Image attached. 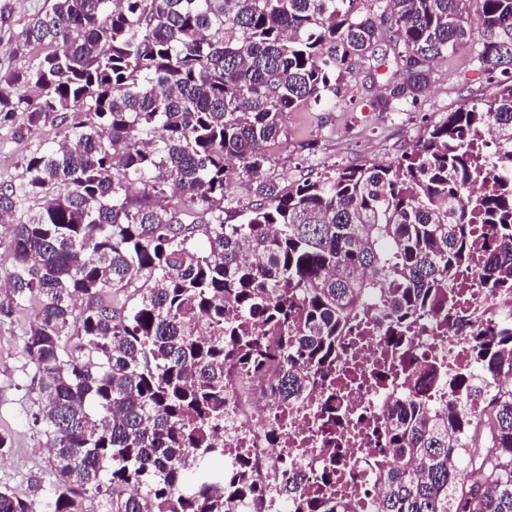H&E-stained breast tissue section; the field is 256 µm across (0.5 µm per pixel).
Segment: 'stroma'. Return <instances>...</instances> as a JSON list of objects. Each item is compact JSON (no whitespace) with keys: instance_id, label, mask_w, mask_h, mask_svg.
<instances>
[{"instance_id":"1","label":"stroma","mask_w":512,"mask_h":512,"mask_svg":"<svg viewBox=\"0 0 512 512\" xmlns=\"http://www.w3.org/2000/svg\"><path fill=\"white\" fill-rule=\"evenodd\" d=\"M52 0H0V67H18L26 55H12L10 33L21 30L50 8ZM388 69L378 74L361 72L349 79V91H362L363 103H346L333 110L294 112L287 119L288 146L273 158V176L296 178L308 170L365 161L388 164L410 150L428 126L443 120L464 101L488 94L490 78L482 73L472 50L462 49L435 62L433 77L417 105L395 112L370 111L367 102L380 91ZM52 127L29 138L0 130V183L18 179L27 155L39 142L52 140ZM318 139L320 149L305 148ZM33 320L32 306L14 309L0 318V433L9 434L11 448L0 455V486L34 501L48 490L47 439L38 422L40 401L32 365L24 358L25 335Z\"/></svg>"}]
</instances>
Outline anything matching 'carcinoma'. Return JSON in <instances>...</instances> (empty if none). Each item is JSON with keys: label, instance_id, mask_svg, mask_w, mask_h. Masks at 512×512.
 <instances>
[{"label": "carcinoma", "instance_id": "carcinoma-1", "mask_svg": "<svg viewBox=\"0 0 512 512\" xmlns=\"http://www.w3.org/2000/svg\"><path fill=\"white\" fill-rule=\"evenodd\" d=\"M364 2L53 0L10 36L36 55L0 71V127L57 135L0 183V313L38 303L22 353L51 482L39 507L0 488V512H234L250 473L226 487L213 466L224 365L261 367L277 337L286 399L356 325L410 334L448 314L475 224L500 242L481 275L512 292V79L393 163L268 173L288 113L342 101L362 63L400 72L375 112L416 102L432 63L474 41L472 15L480 69L512 63V0ZM475 354L481 377L456 379L448 410L400 403L379 512H512V389L484 384L512 372V321ZM335 495L293 510L344 512Z\"/></svg>", "mask_w": 512, "mask_h": 512}]
</instances>
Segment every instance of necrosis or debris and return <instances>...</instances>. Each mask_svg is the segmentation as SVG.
<instances>
[{
	"label": "necrosis or debris",
	"mask_w": 512,
	"mask_h": 512,
	"mask_svg": "<svg viewBox=\"0 0 512 512\" xmlns=\"http://www.w3.org/2000/svg\"><path fill=\"white\" fill-rule=\"evenodd\" d=\"M448 316L418 321L415 335L394 339L386 322L357 326L336 350L330 371L313 377L289 399L276 393L278 365L231 367L224 387V456L246 460L256 498L237 500V512H286L285 482L303 496L335 479L349 512H375L384 484L382 459H395L387 425L396 403L417 399L447 409L453 378L474 374L473 338L512 316V293L489 292L474 270L452 283Z\"/></svg>",
	"instance_id": "4bbe7bcc"
}]
</instances>
